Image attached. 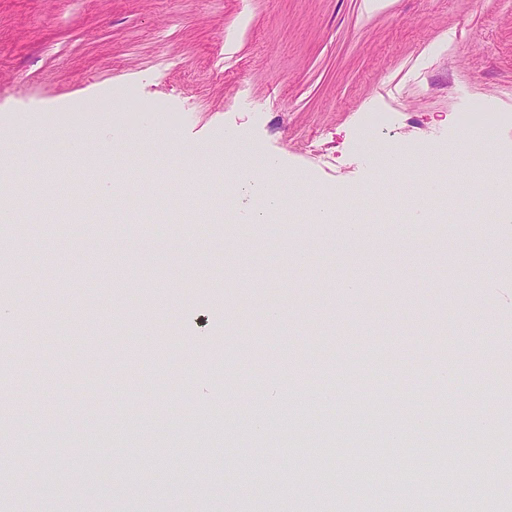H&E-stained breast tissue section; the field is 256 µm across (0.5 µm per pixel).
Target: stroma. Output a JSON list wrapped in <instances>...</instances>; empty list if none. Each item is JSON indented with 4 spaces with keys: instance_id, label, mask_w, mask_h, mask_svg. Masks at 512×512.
I'll use <instances>...</instances> for the list:
<instances>
[{
    "instance_id": "obj_1",
    "label": "stroma",
    "mask_w": 512,
    "mask_h": 512,
    "mask_svg": "<svg viewBox=\"0 0 512 512\" xmlns=\"http://www.w3.org/2000/svg\"><path fill=\"white\" fill-rule=\"evenodd\" d=\"M477 102L508 116L479 165L512 161V0H0V137L16 156L45 132L61 148L42 165L53 193L11 175L25 191L0 231L21 262L0 288V435L10 462L35 456L34 480L59 477L48 497L0 493V512H72L89 491L95 512H340L321 472L344 483L359 469L380 408L403 430L362 512H432L395 490L407 446L432 464L449 443L477 445L498 484L512 464V417L498 411L512 356L477 363L471 346L512 345V226L486 196L462 248L440 220L449 199L418 203L421 224L388 221L373 200L416 181L467 190L448 174ZM369 112L391 121L368 127ZM89 127L143 147L88 163L69 145ZM204 148L220 181L239 149L275 159L284 221L224 225L213 189L181 202ZM396 150L431 165L384 172ZM133 166L158 181L154 216L117 224L98 186ZM301 195L362 202L363 235L349 244L343 224L311 223ZM448 368L495 430H446L448 395L429 384ZM354 396L359 437L344 430ZM291 405L302 418L287 427ZM317 445L330 456L300 472Z\"/></svg>"
}]
</instances>
